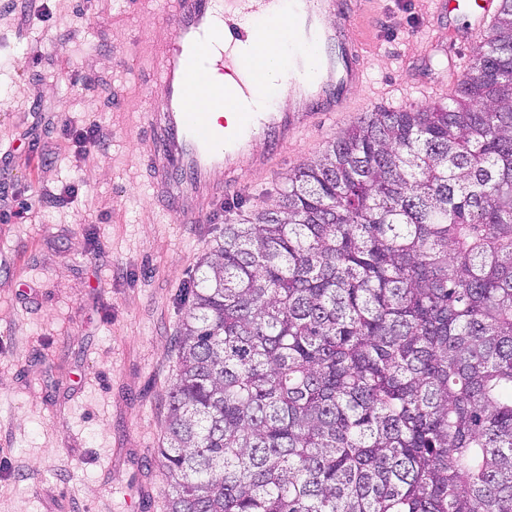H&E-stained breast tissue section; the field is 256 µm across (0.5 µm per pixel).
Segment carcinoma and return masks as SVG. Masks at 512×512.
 Listing matches in <instances>:
<instances>
[{
  "mask_svg": "<svg viewBox=\"0 0 512 512\" xmlns=\"http://www.w3.org/2000/svg\"><path fill=\"white\" fill-rule=\"evenodd\" d=\"M450 103L372 112L184 289L168 512H512V0Z\"/></svg>",
  "mask_w": 512,
  "mask_h": 512,
  "instance_id": "obj_1",
  "label": "carcinoma"
}]
</instances>
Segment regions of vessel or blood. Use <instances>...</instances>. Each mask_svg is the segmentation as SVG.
Instances as JSON below:
<instances>
[{"label": "vessel or blood", "instance_id": "vessel-or-blood-1", "mask_svg": "<svg viewBox=\"0 0 512 512\" xmlns=\"http://www.w3.org/2000/svg\"><path fill=\"white\" fill-rule=\"evenodd\" d=\"M173 8L174 26L157 46L162 103L141 119L149 131L152 187L183 223L225 187L267 169L315 120L347 111L351 91L365 77L352 31L359 0H174ZM282 12L290 19L285 35L272 25ZM260 39L287 45V92L275 94L252 69L221 94L239 102L263 99L265 109L238 113L232 122L193 111L200 66L234 73L238 43Z\"/></svg>", "mask_w": 512, "mask_h": 512}]
</instances>
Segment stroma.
<instances>
[{
	"label": "stroma",
	"instance_id": "stroma-1",
	"mask_svg": "<svg viewBox=\"0 0 512 512\" xmlns=\"http://www.w3.org/2000/svg\"><path fill=\"white\" fill-rule=\"evenodd\" d=\"M474 8L366 0L351 109L225 190L197 223L152 198L139 122L161 103L170 0H0V512H166L152 459L177 367L180 296L226 206L267 208L364 113L464 76ZM97 128L78 153L66 126Z\"/></svg>",
	"mask_w": 512,
	"mask_h": 512
}]
</instances>
